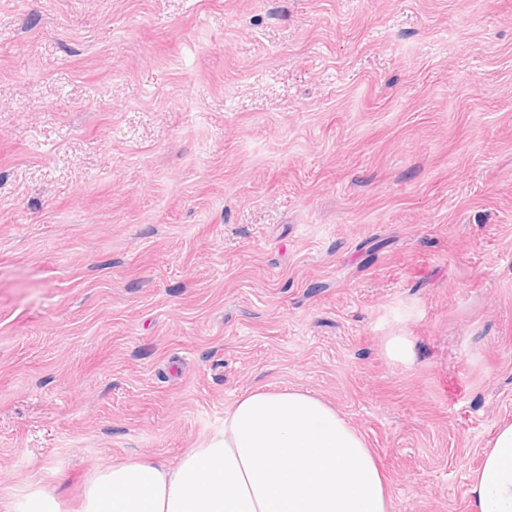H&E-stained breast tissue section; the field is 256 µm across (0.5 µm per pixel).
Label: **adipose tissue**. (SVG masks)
Segmentation results:
<instances>
[{
	"instance_id": "1",
	"label": "adipose tissue",
	"mask_w": 512,
	"mask_h": 512,
	"mask_svg": "<svg viewBox=\"0 0 512 512\" xmlns=\"http://www.w3.org/2000/svg\"><path fill=\"white\" fill-rule=\"evenodd\" d=\"M476 512H512V422L470 475ZM79 512H391L363 435L312 392L254 388L223 430L174 465L121 462L85 482Z\"/></svg>"
}]
</instances>
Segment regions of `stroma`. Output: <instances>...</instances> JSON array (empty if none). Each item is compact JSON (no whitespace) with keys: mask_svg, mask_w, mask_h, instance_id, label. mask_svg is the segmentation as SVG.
<instances>
[{"mask_svg":"<svg viewBox=\"0 0 512 512\" xmlns=\"http://www.w3.org/2000/svg\"><path fill=\"white\" fill-rule=\"evenodd\" d=\"M299 388L392 512L512 421V0H0V512Z\"/></svg>","mask_w":512,"mask_h":512,"instance_id":"1","label":"stroma"}]
</instances>
